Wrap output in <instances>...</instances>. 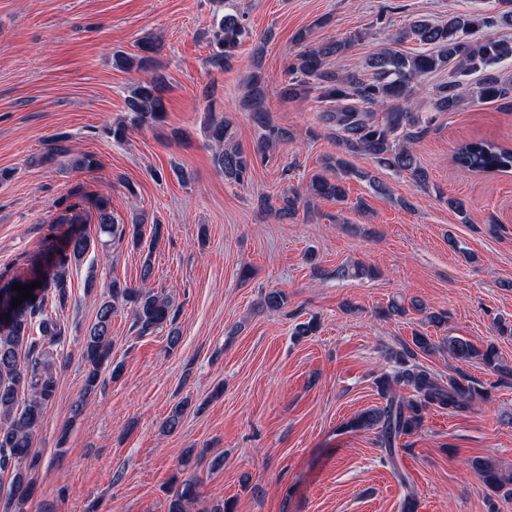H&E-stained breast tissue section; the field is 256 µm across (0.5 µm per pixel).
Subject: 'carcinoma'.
I'll use <instances>...</instances> for the list:
<instances>
[{
	"mask_svg": "<svg viewBox=\"0 0 512 512\" xmlns=\"http://www.w3.org/2000/svg\"><path fill=\"white\" fill-rule=\"evenodd\" d=\"M497 25H512V10L494 16L450 15L448 22L441 25L417 20L404 34L413 36L428 49L417 54L382 50L368 62V67L374 69L370 81L328 69L327 59L342 52L344 45L308 43L305 34H298L304 49L287 63L288 80L282 83L280 95L288 100L303 101L311 92H318V102L326 104V111L333 113L332 119L336 121L334 142L338 148L336 155L328 157L326 162V168L336 172V176H312L306 187L307 198L345 200L343 179L351 172L346 156L355 153H365L384 167L406 172L419 184L427 183L428 173L415 158L412 144L434 118L420 120L405 103L410 101L419 77L445 70L448 71V82L438 86L433 103L435 112H448L458 105L462 98L460 77L472 72L482 73L476 91L478 102H499L512 97V81L491 71L493 65L512 60V40L471 38L477 31ZM216 26L210 43L209 64L223 69L230 65L236 49L248 36V29L244 15L237 12H227L216 18ZM137 47L139 53L132 56L119 54L116 63L124 70L135 67L149 71L151 75L133 86L126 100V115L104 128V133L115 142L123 141L134 129L164 122L167 114V80L162 71L156 69L158 44L155 39L144 37ZM263 55L264 45L255 46L252 70L239 100L240 109L251 113L253 120L264 129L261 146L255 154L249 155L242 149L230 122L224 118V113L216 112L214 103L207 107L205 131L214 145L213 166L224 180L238 185L249 181L252 170L256 164L265 162L270 148L289 138L288 129L272 123L267 110ZM68 141L65 134L51 138L36 163L43 165L70 156L72 150ZM453 161L469 172L511 174L512 147L474 140L458 147ZM301 200L302 195L297 192H284L274 199H260V205L279 219L288 220L297 215ZM96 220L99 236L105 237L101 241L104 246L117 238H127L135 247L142 246V225L149 222L146 215L137 217L128 226L115 222L109 201L104 199L97 204ZM151 229L148 252L140 273L142 285L134 288L117 279L110 280L108 298L100 303L95 322L85 335L82 358L87 372L84 398L73 408L76 416L84 412L86 397L97 392L102 370L111 369L114 378L122 371L121 365L112 364V315L118 307L128 309L138 335L145 336L166 328L169 348L174 349L180 343V329L176 326L178 309L169 297L143 287L152 277L151 256L162 238V225L158 221H152ZM90 247V237L69 235L61 246L51 249L52 261L48 270L14 278L0 287V473L11 475L10 494L19 506L29 500L34 491L31 473L39 465V456L33 452L34 436L57 390L55 361L50 347L60 341L62 331L50 308L62 307L67 302L69 269L83 261ZM37 280L41 281V287L32 297L12 306L13 300L20 296L12 286L29 285ZM287 303V295L279 289H271L263 297V306L272 311L282 309ZM443 346L460 362L479 360L496 372H509L499 363L497 351L491 344L481 349L462 337L450 336L444 339ZM436 348L429 337L417 333L412 338V345L390 351L389 358L397 364V370L378 380L385 405L358 414L346 422L345 427L351 431H376L381 446L392 453L402 437L421 427L424 411L429 407L454 413L470 408L479 398L487 399V395L468 380L452 376L445 384L417 362L418 354H428ZM398 387L410 389L412 396L403 398L396 392ZM473 467L492 489L512 486V476L500 473L489 461L476 459ZM198 486L197 476L179 472L174 477L167 512H190L199 495Z\"/></svg>",
	"mask_w": 512,
	"mask_h": 512,
	"instance_id": "cac0c4a2",
	"label": "carcinoma"
}]
</instances>
